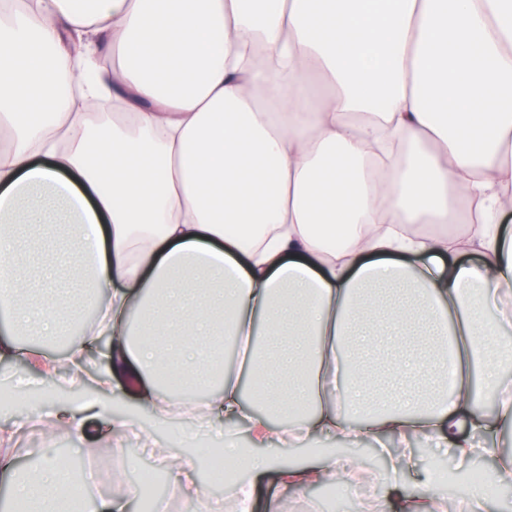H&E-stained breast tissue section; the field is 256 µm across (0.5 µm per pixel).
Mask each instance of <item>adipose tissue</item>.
<instances>
[{
	"instance_id": "adipose-tissue-1",
	"label": "adipose tissue",
	"mask_w": 512,
	"mask_h": 512,
	"mask_svg": "<svg viewBox=\"0 0 512 512\" xmlns=\"http://www.w3.org/2000/svg\"><path fill=\"white\" fill-rule=\"evenodd\" d=\"M108 34L111 68L64 98L74 42ZM111 113L88 110L101 92ZM476 205V224L445 233ZM512 0H36L0 10V312L18 336L81 331V366L111 337L107 371L48 425L81 436L147 437L112 409L134 394L159 422L203 409L210 437L252 453L234 475L232 512L259 482L356 483L357 460L282 461L270 442L407 441L424 434L463 466L493 458L512 485V347L492 301L512 295ZM38 227L20 248L21 226ZM425 232H415V225ZM452 340L453 352L427 335ZM234 337L238 373L214 379L216 341ZM494 388L473 405V374ZM173 373L204 397L173 399ZM454 373L453 387L444 384ZM276 381L254 409L243 379ZM173 495L198 499V462L169 453ZM12 503L59 512L63 457L15 474ZM414 453L389 455L384 501ZM512 512L480 485L433 486L409 512Z\"/></svg>"
}]
</instances>
